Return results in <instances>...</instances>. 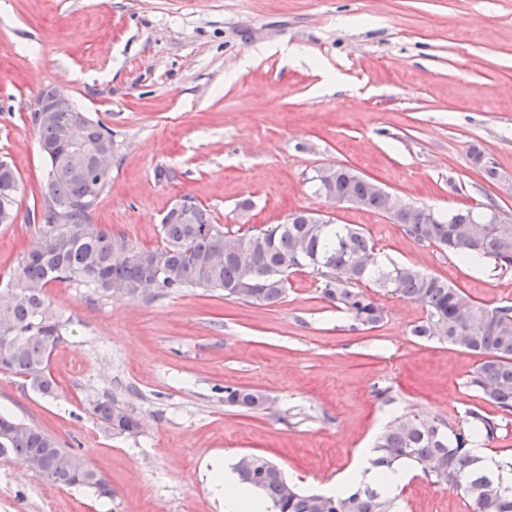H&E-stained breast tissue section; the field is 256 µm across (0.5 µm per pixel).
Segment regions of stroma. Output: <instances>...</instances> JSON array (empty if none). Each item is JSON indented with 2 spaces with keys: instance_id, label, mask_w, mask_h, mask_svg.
<instances>
[{
  "instance_id": "35a3bbf8",
  "label": "stroma",
  "mask_w": 512,
  "mask_h": 512,
  "mask_svg": "<svg viewBox=\"0 0 512 512\" xmlns=\"http://www.w3.org/2000/svg\"><path fill=\"white\" fill-rule=\"evenodd\" d=\"M47 87L111 131L90 221L140 247L161 245L160 221L183 196L232 232L318 212L362 227L383 260L512 304L511 273L416 243L311 182L345 166L440 213L493 202L512 214V0H0V160L18 177L0 282L35 237L27 216L47 162L29 115ZM48 291L69 330L50 359L56 395L0 373V411L83 456L112 495L0 459V512H224L211 462L250 453L320 491L394 413L451 421L481 402L465 385L477 356L411 336L421 304L384 297L383 322L358 328L306 270L271 306L198 288L149 302L70 283ZM228 387L263 394L265 408L227 405ZM108 396L139 418V434L97 418ZM398 493L401 512H469L419 470Z\"/></svg>"
}]
</instances>
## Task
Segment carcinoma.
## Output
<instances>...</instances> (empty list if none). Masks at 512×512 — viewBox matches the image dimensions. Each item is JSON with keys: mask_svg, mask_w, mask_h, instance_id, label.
<instances>
[{"mask_svg": "<svg viewBox=\"0 0 512 512\" xmlns=\"http://www.w3.org/2000/svg\"><path fill=\"white\" fill-rule=\"evenodd\" d=\"M74 119L72 112H55L47 120L31 114L50 170L42 195L63 206L39 211L33 244L19 257L5 287L0 288V372L18 377L43 396L55 393L49 371L53 350L65 341L68 321L47 292L54 282H72L100 297L143 298L152 301L185 288L220 290L234 296L253 269L254 302L273 305L286 294L288 272L310 269L322 279V293L360 326L377 327L385 306L362 289L372 286L382 295L415 301L427 310L411 334L448 343L477 357L466 380L471 390L503 413L512 412V305L485 306L440 276L411 265L387 264L372 239L358 226L330 220L311 222L296 213L284 224H270L262 233L230 232L215 223L209 210L196 205L191 219L166 213L160 224L162 245L144 249L101 224L90 223L107 180L94 173L92 156L85 175H77L67 157L68 144L60 130ZM92 150L112 149V133L92 124ZM315 192L354 197L364 209L387 214V197L372 181L352 171ZM17 176L0 161V224L13 210ZM494 207L460 209L436 214L426 224H404L406 235L419 244H433L460 261L480 262L501 273H512V224H487ZM230 406L259 410L264 397L240 388H224ZM97 417L125 430H140L139 419L113 398L95 403ZM501 418L478 405L468 406L452 425L443 419L407 412L391 419L376 440L371 469L380 479L398 467H419L426 477L464 493L473 512H512V459L488 471L472 453L475 439L498 438ZM0 458L21 460L37 476L53 471L55 484L87 488L112 497V488L77 453L62 448L51 434L14 416L0 414ZM252 467L234 471L240 483L262 494L273 512H398V495L379 482H362L336 495L307 492L292 484L281 468L262 456Z\"/></svg>", "mask_w": 512, "mask_h": 512, "instance_id": "cac0c4a2", "label": "carcinoma"}]
</instances>
